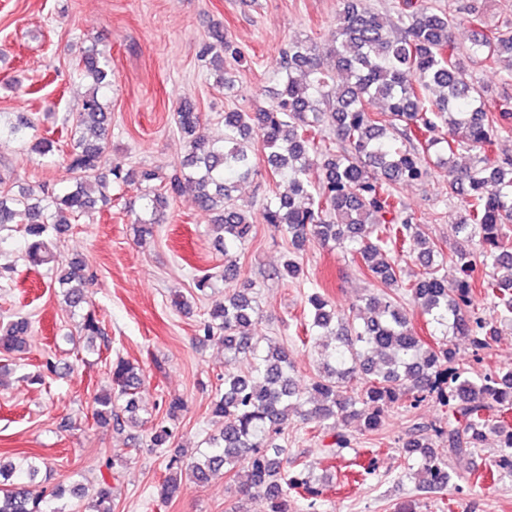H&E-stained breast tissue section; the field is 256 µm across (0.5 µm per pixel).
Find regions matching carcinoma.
<instances>
[{
    "label": "carcinoma",
    "instance_id": "cac0c4a2",
    "mask_svg": "<svg viewBox=\"0 0 512 512\" xmlns=\"http://www.w3.org/2000/svg\"><path fill=\"white\" fill-rule=\"evenodd\" d=\"M403 5L396 19L386 21L366 0H343L336 43L327 51L332 64H325L312 41H288L273 66L279 85L274 101L257 112L224 113V134L217 139L200 132L202 118L194 104L181 102L176 126L186 139L187 154L166 174L106 160L111 52L93 43L77 62L87 89L72 118L63 158L72 181L50 193L42 186L37 192L29 187L15 191L0 180V231L10 224L22 226L36 264L53 259L57 241L87 211L111 204L112 191L120 194L137 183L158 182L153 194L129 205L141 240L154 236L170 193H186L199 209L214 214V230L224 243L221 277L229 289L224 300L212 303L200 331L206 338L223 334L224 350L230 353L224 390L208 407L213 421L222 419L224 426L193 456L168 460L159 484L164 499L177 496L183 475L205 483L224 469L233 473L241 493L264 497L269 512H292L293 491L318 495L306 468L276 443L288 409L301 401L313 404L304 413L306 420L335 430L336 445L342 448L348 440L338 427L357 420L376 432L385 408L395 405L408 412L421 398L434 396L451 408L448 422L433 429L436 438L448 443V454H437L418 429L410 430L402 452L418 485L448 487L453 459L481 447L490 433L502 448L494 466L512 475V429L503 420L512 410V369L481 373L461 362L452 340L467 337L477 352L496 341L498 328L475 312L478 288L495 300L500 321L512 322V159H500L493 151L501 136L512 134V97L489 107L488 90L464 65L466 57L479 58L494 68L505 58L512 81V23L477 35L460 53L454 16L427 0L415 8L411 0ZM204 54L220 72L224 89H234L224 64L241 61L243 52L223 27L212 29ZM442 128L448 135H437ZM33 130L24 114L0 112V139L42 155L52 152L54 141L36 137ZM257 141L268 150L271 176L288 185V192L265 199L263 221L282 228L295 251L310 236L345 249L372 283L361 304L347 313L312 287L307 335L331 341L318 343L323 361L305 395L292 377L288 348L252 335V289L232 287L240 267L231 251L244 245L253 229L251 210L233 192L259 173ZM463 148L472 153L468 164L456 161ZM433 166L448 173V194L465 203V216L456 225L459 276L452 282L444 273L441 247L421 234L398 195L399 185L428 177ZM407 244L420 265L409 282L401 279L395 261ZM478 256L486 267L480 281L474 278ZM84 270V261L72 258L57 269L55 283L66 308L81 314V331L92 347L105 329L94 312L85 310ZM402 296L429 317L438 333L435 343L417 335ZM29 331L28 318L9 321L0 328V349L23 352ZM242 354L245 372L237 368ZM109 374L110 388L94 397V422L122 425L115 411L119 400L122 412L136 421L140 368L119 358ZM184 409L182 398H170L165 420L152 427L150 445L162 457L171 445V423ZM40 464L36 458L0 460V512H49L44 497L29 490ZM66 493L87 500L85 512H112L111 486L105 482L59 489V495Z\"/></svg>",
    "mask_w": 512,
    "mask_h": 512
}]
</instances>
